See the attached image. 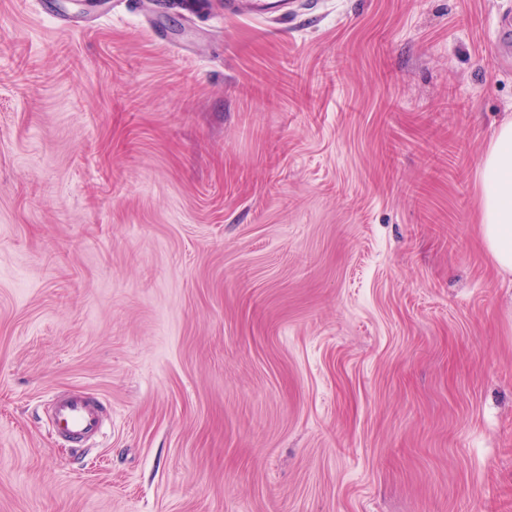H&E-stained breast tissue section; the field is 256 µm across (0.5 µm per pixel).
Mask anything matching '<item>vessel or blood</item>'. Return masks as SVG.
I'll return each instance as SVG.
<instances>
[{
    "label": "vessel or blood",
    "instance_id": "1",
    "mask_svg": "<svg viewBox=\"0 0 512 512\" xmlns=\"http://www.w3.org/2000/svg\"><path fill=\"white\" fill-rule=\"evenodd\" d=\"M293 6L294 0H273L268 7L262 0H224V14L277 22L286 19ZM48 414L58 434L76 448L83 447L89 437L101 434L106 422L102 406L80 396L54 398L48 405Z\"/></svg>",
    "mask_w": 512,
    "mask_h": 512
}]
</instances>
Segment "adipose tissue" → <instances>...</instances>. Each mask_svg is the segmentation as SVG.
Segmentation results:
<instances>
[{
    "label": "adipose tissue",
    "instance_id": "obj_1",
    "mask_svg": "<svg viewBox=\"0 0 512 512\" xmlns=\"http://www.w3.org/2000/svg\"><path fill=\"white\" fill-rule=\"evenodd\" d=\"M480 233L495 266L512 272V117L495 132L480 165Z\"/></svg>",
    "mask_w": 512,
    "mask_h": 512
}]
</instances>
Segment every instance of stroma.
<instances>
[{"instance_id": "35a3bbf8", "label": "stroma", "mask_w": 512, "mask_h": 512, "mask_svg": "<svg viewBox=\"0 0 512 512\" xmlns=\"http://www.w3.org/2000/svg\"><path fill=\"white\" fill-rule=\"evenodd\" d=\"M39 2L0 0V512H512V0ZM262 0H225L224 15L228 18H252L278 22L288 18L294 6V0H275L265 9ZM480 233L495 266L512 272V117L495 132L480 165ZM47 409L58 434L73 448H83L86 440L101 434L105 426L106 418L100 403L81 396L54 398Z\"/></svg>"}]
</instances>
